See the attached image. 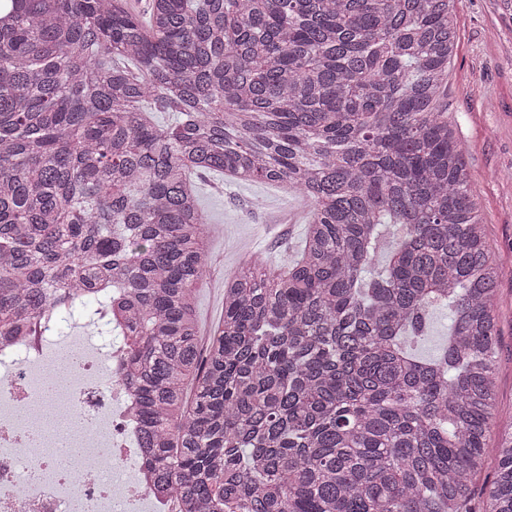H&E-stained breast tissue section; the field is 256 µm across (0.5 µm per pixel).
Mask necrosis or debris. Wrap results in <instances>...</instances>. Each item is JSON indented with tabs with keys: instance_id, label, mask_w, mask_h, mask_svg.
I'll use <instances>...</instances> for the list:
<instances>
[{
	"instance_id": "necrosis-or-debris-1",
	"label": "necrosis or debris",
	"mask_w": 512,
	"mask_h": 512,
	"mask_svg": "<svg viewBox=\"0 0 512 512\" xmlns=\"http://www.w3.org/2000/svg\"><path fill=\"white\" fill-rule=\"evenodd\" d=\"M73 326L54 314L38 335L0 340V512H180L151 485L121 374L122 321L96 341ZM75 417L69 443L45 427Z\"/></svg>"
}]
</instances>
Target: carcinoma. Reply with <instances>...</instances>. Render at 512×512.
<instances>
[{
	"label": "carcinoma",
	"instance_id": "obj_1",
	"mask_svg": "<svg viewBox=\"0 0 512 512\" xmlns=\"http://www.w3.org/2000/svg\"><path fill=\"white\" fill-rule=\"evenodd\" d=\"M456 2L0 0V337L123 289L126 384L183 512H512L499 271L440 106ZM199 171L311 204L204 346ZM448 336V308H436L430 318L428 336L418 344L422 357L436 355Z\"/></svg>",
	"mask_w": 512,
	"mask_h": 512
}]
</instances>
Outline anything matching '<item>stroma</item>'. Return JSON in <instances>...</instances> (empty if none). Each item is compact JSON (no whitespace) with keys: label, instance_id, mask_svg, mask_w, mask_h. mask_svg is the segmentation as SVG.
I'll use <instances>...</instances> for the list:
<instances>
[{"label":"stroma","instance_id":"35a3bbf8","mask_svg":"<svg viewBox=\"0 0 512 512\" xmlns=\"http://www.w3.org/2000/svg\"><path fill=\"white\" fill-rule=\"evenodd\" d=\"M457 47L448 65V120L464 146L470 183L500 270L496 314L498 410L512 416V0H458ZM210 218V266L196 297L200 334L224 316V283L242 262L283 268L302 245L310 206L274 183L193 174Z\"/></svg>","mask_w":512,"mask_h":512}]
</instances>
